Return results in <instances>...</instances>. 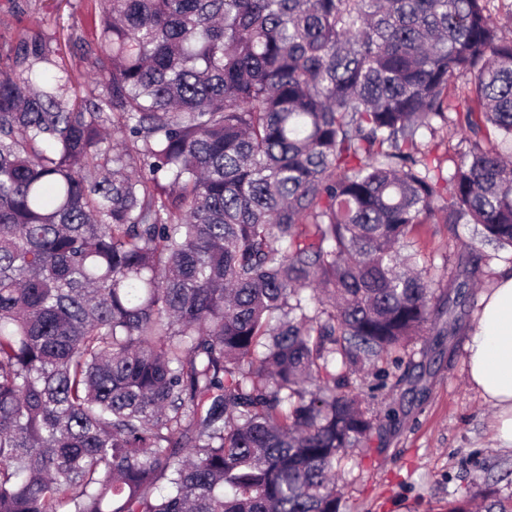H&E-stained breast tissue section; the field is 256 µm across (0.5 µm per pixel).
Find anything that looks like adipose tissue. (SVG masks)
I'll list each match as a JSON object with an SVG mask.
<instances>
[{
    "mask_svg": "<svg viewBox=\"0 0 512 512\" xmlns=\"http://www.w3.org/2000/svg\"><path fill=\"white\" fill-rule=\"evenodd\" d=\"M468 376L499 409L497 439L512 446V274L500 277L483 298L468 345Z\"/></svg>",
    "mask_w": 512,
    "mask_h": 512,
    "instance_id": "adipose-tissue-1",
    "label": "adipose tissue"
}]
</instances>
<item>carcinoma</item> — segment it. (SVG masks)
<instances>
[{"instance_id":"carcinoma-1","label":"carcinoma","mask_w":512,"mask_h":512,"mask_svg":"<svg viewBox=\"0 0 512 512\" xmlns=\"http://www.w3.org/2000/svg\"><path fill=\"white\" fill-rule=\"evenodd\" d=\"M491 3L101 0L86 97L21 49L0 73V512H343L341 452L375 430L353 376L444 300L416 232L512 249ZM451 127L448 173L423 139ZM489 260L459 254L458 287Z\"/></svg>"}]
</instances>
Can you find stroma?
Returning a JSON list of instances; mask_svg holds the SVG:
<instances>
[{
	"label": "stroma",
	"instance_id": "35a3bbf8",
	"mask_svg": "<svg viewBox=\"0 0 512 512\" xmlns=\"http://www.w3.org/2000/svg\"><path fill=\"white\" fill-rule=\"evenodd\" d=\"M98 0H0V70L15 49L34 36L59 48L80 93L92 88ZM473 225L424 226L420 264L439 288L459 253L474 241ZM485 288L464 289L457 320L442 335L413 340L390 383L378 386L373 372L355 382L363 408L378 427L369 447L347 449L339 467L343 512H450L484 484L512 499V447L494 440L497 409L467 376V345ZM424 369L417 383L400 381L402 367Z\"/></svg>",
	"mask_w": 512,
	"mask_h": 512
}]
</instances>
